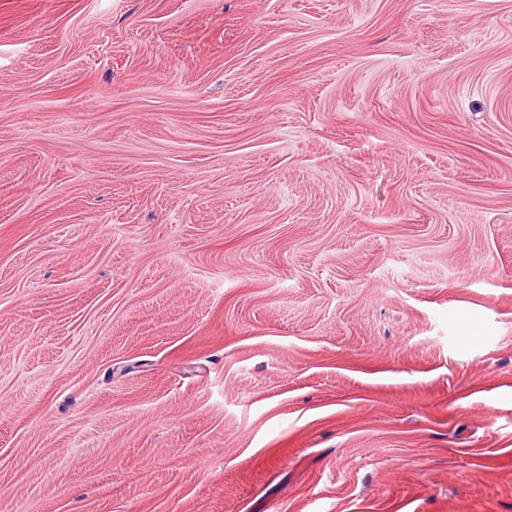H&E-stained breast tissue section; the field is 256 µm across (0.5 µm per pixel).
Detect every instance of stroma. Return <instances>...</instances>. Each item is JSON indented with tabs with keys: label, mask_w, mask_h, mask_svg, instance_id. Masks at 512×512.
<instances>
[{
	"label": "stroma",
	"mask_w": 512,
	"mask_h": 512,
	"mask_svg": "<svg viewBox=\"0 0 512 512\" xmlns=\"http://www.w3.org/2000/svg\"><path fill=\"white\" fill-rule=\"evenodd\" d=\"M0 512H512V0H0Z\"/></svg>",
	"instance_id": "35a3bbf8"
}]
</instances>
